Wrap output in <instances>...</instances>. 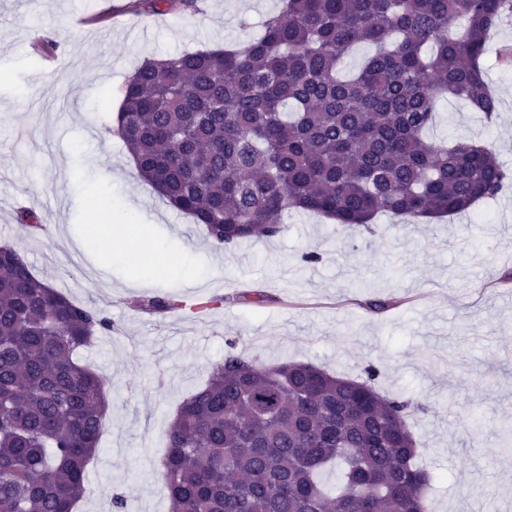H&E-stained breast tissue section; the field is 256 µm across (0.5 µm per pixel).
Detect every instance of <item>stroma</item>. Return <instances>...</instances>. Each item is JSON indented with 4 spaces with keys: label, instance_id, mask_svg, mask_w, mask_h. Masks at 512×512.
Segmentation results:
<instances>
[{
    "label": "stroma",
    "instance_id": "35a3bbf8",
    "mask_svg": "<svg viewBox=\"0 0 512 512\" xmlns=\"http://www.w3.org/2000/svg\"><path fill=\"white\" fill-rule=\"evenodd\" d=\"M129 0H0V243L33 272L114 324L84 349L110 397L100 448L87 467L78 512H171L161 459L179 404L201 387L228 347L271 366L311 362L353 379L380 369L381 394L428 404L408 426L431 476L433 512L512 507V452L498 430L512 424V185L466 214L411 227L379 215L344 230L289 212L275 238L214 248L201 226L173 209L130 164L107 130L120 91L146 59L218 50L256 37L281 0H197V11L136 12ZM487 83L493 123L443 98L431 137H473L512 169V12L491 35ZM32 211L43 226L20 224ZM109 224H144L161 248L209 270L186 285L173 272L140 283L138 267L88 255L77 240L94 211ZM318 250L306 264L303 252ZM156 296L189 303L223 297L200 315L158 314ZM388 302L381 314L367 300Z\"/></svg>",
    "mask_w": 512,
    "mask_h": 512
}]
</instances>
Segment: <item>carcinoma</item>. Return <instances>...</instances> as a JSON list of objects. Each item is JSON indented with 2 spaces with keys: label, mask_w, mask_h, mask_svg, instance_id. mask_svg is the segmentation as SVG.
I'll return each instance as SVG.
<instances>
[{
  "label": "carcinoma",
  "mask_w": 512,
  "mask_h": 512,
  "mask_svg": "<svg viewBox=\"0 0 512 512\" xmlns=\"http://www.w3.org/2000/svg\"><path fill=\"white\" fill-rule=\"evenodd\" d=\"M506 11L512 0H282L236 49L141 64L108 132L217 249L279 235L290 210L344 228L380 212L407 223L465 213L512 172L485 145L439 146L427 132L443 94L495 116L480 60ZM361 43L372 53L343 73ZM141 307L195 310L170 297ZM112 328L105 309L75 304L0 246V512H75L107 410L77 353ZM364 374L260 366L230 344L167 431L173 512H428L406 424L421 405L380 394L374 364Z\"/></svg>",
  "instance_id": "carcinoma-1"
}]
</instances>
